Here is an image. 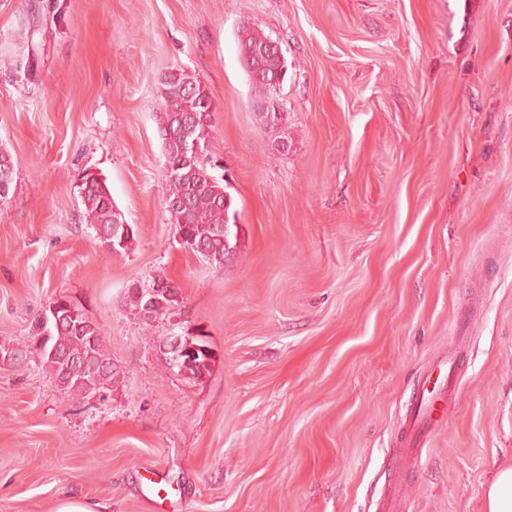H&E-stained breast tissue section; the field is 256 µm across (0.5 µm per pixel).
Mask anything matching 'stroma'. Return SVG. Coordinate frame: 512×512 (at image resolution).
Listing matches in <instances>:
<instances>
[{"label": "stroma", "mask_w": 512, "mask_h": 512, "mask_svg": "<svg viewBox=\"0 0 512 512\" xmlns=\"http://www.w3.org/2000/svg\"><path fill=\"white\" fill-rule=\"evenodd\" d=\"M245 20L288 66L273 133ZM180 68L214 103L234 198L220 270L164 205L159 87ZM0 150V345L64 298L117 368L99 400L0 365V512H378L395 482L404 512H482L512 463V0H0ZM86 168L135 227L126 249L82 218ZM159 275L177 301L146 323L127 291ZM187 330L212 355L197 379L163 350ZM448 353L449 415L403 474L407 412Z\"/></svg>", "instance_id": "stroma-1"}]
</instances>
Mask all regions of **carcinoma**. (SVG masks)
Returning <instances> with one entry per match:
<instances>
[{"label":"carcinoma","mask_w":512,"mask_h":512,"mask_svg":"<svg viewBox=\"0 0 512 512\" xmlns=\"http://www.w3.org/2000/svg\"><path fill=\"white\" fill-rule=\"evenodd\" d=\"M272 39L254 23L244 21L239 27V55L254 89V101L262 103L277 94L284 81L287 65L277 49L270 48ZM164 112L160 118L163 143V180L165 207L169 223L176 226L180 244L199 254L216 269L232 249L235 224L230 222L233 197L224 177L210 172V149L213 138V103L206 89L193 74L181 69L164 76L159 89ZM15 162L11 155L0 151V202L7 198ZM78 196L83 205V218L94 226L97 239L110 250L127 247L135 231L125 230V221L116 210L112 193L104 175L86 168L78 184ZM163 281V287L176 292L175 287L160 277L128 290L130 305L138 316L147 320L167 311L176 298L161 297L157 305H147V289ZM30 359L46 369L58 384L70 394L87 395L84 380L92 359L106 362L99 381L108 386L117 368L106 352L102 330L92 328L84 314L73 317L66 310L56 316L47 315L35 322L28 336L26 350Z\"/></svg>","instance_id":"carcinoma-1"}]
</instances>
